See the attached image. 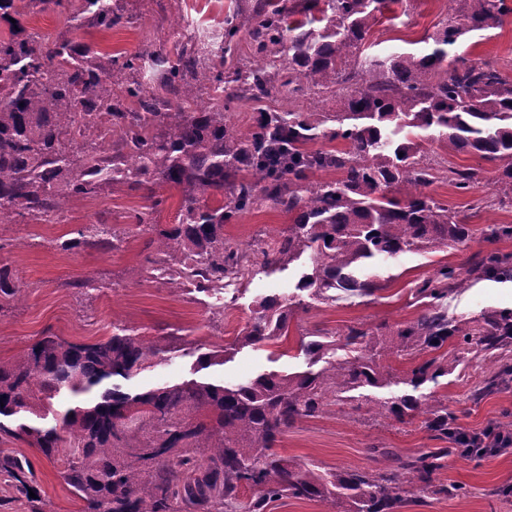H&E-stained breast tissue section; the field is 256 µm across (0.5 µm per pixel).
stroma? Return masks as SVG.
<instances>
[{"mask_svg": "<svg viewBox=\"0 0 512 512\" xmlns=\"http://www.w3.org/2000/svg\"><path fill=\"white\" fill-rule=\"evenodd\" d=\"M257 0H120L129 23L109 30L74 27L68 13L32 12L28 0H16L14 21L0 19V38L10 37L14 25L39 31L46 39H69L89 44L101 54H135L151 50L175 55L182 45L218 32L226 16L240 26L238 56L258 62L249 31L254 25ZM456 0H399L371 29L366 43L371 54L382 56L394 50L417 52L448 16L457 9ZM472 58L494 63L506 80L512 81V23L469 46ZM166 203L152 211L142 190L124 184H106L98 193L70 199L64 212L49 221L16 217L0 224V268L8 269L23 287L21 301L0 300V358L7 359L29 348L45 335L73 342L91 343L110 336L113 323L133 327L147 341L170 345L169 360L141 371L124 386L130 390L164 382H181L203 375L235 385L269 372L318 371L320 363L299 347L301 337L329 336L350 326L370 329L413 320L423 306L411 289L443 264L468 267L478 250L512 253V239L494 243L474 242L428 251H411L374 261L381 288L367 297L340 290L312 298L297 290L302 275L310 273L309 255L282 269L255 265L244 280L224 290L223 302L189 287L156 278L151 263L156 251L151 232L132 233L128 227L134 213L149 224L178 221L181 194L158 186ZM428 192L464 217L472 227L512 224V205H492L496 191L485 182L468 193H460L447 179H439ZM289 223L286 214L274 209L240 214L225 224V237L242 248L258 251ZM87 224L110 227L122 239L119 248L102 249L82 245L62 249L63 241L77 238ZM292 295L300 300L287 337L258 347L234 348L239 331L252 315L257 302L268 295ZM448 316L457 319L486 308L512 307V284L483 280L470 288L449 294L444 302ZM226 351L223 364L198 370L199 352ZM487 365L471 358L454 364L438 382L422 385L418 393L447 400L468 432L480 431L512 415V386L472 402L470 389ZM401 386L368 388L348 400L331 402L317 418L298 422L275 443V453L298 461L313 462L331 470L377 467L380 450L411 455L434 447L422 418L406 424L373 419L375 400L404 394ZM25 457L24 487L0 473V512H78L80 504L60 480L56 465L21 441L0 442V455ZM440 482L467 487L460 498H443L415 491L400 512H512V503L493 496L492 491L512 484V448L500 455L473 462L449 456L439 475Z\"/></svg>", "mask_w": 512, "mask_h": 512, "instance_id": "obj_1", "label": "stroma"}]
</instances>
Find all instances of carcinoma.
I'll list each match as a JSON object with an SVG mask.
<instances>
[{
	"label": "carcinoma",
	"instance_id": "obj_1",
	"mask_svg": "<svg viewBox=\"0 0 512 512\" xmlns=\"http://www.w3.org/2000/svg\"><path fill=\"white\" fill-rule=\"evenodd\" d=\"M82 15L102 30L128 22L113 0H84ZM398 0H309L306 14L257 6L251 38L270 59L231 64L235 97L266 98L276 75L293 92L313 93L338 84L332 112L258 108L243 133L224 102L198 104L192 81L223 82L207 54L185 45L177 60L153 53L108 56L70 40L30 44L31 34L0 40V207L38 220L57 213L73 197H87L109 182L132 189L166 184L183 193L178 223L156 224L154 271L171 284L190 282L198 292L228 279H245L251 253L224 237V224L240 214L275 209L288 215L287 231L261 250L267 265H286L306 251L313 272L297 289L312 295L331 288L368 296L376 280L357 271L377 256L394 257L450 243L512 239L511 224L474 229L425 192L438 169L420 154L432 138L459 154L495 165L496 202L512 204V83L488 61H473L464 46L501 28L512 14L506 0H461L418 53L383 58L361 46L379 15ZM239 27L224 20L220 63L233 57ZM160 79L154 88L127 75ZM93 101L106 111L112 157L96 142V128L76 126ZM138 111H126V104ZM341 142L338 148L333 142ZM320 142L318 149L310 144ZM465 193L484 180V169L448 170ZM221 195L226 202L212 206ZM107 228L83 243L112 246ZM512 282V254L481 251L468 268L439 266L414 286L426 303L414 320L381 337L350 327L347 341L360 345L351 360L329 361L317 372L263 374L232 386L205 379L126 391L120 380L166 360L172 348L147 345L133 329L115 325L95 343L44 336L18 356L0 359V440L24 441L57 465L58 476L81 502L79 512H212L243 487L253 490L247 512H266L282 498L315 501L344 512H398L409 489L455 498L460 484L437 482L445 459L481 458L475 434L464 431L448 404L404 394L378 402L376 411L396 423L423 414L425 427L444 448L393 458L385 469L327 470L271 452L303 419L324 413L329 400L363 388L404 384L417 390L448 374V353L491 364L470 393L481 400L512 384V309H485L474 318L448 320V295L471 282ZM22 288L0 269V296L20 298ZM299 302L264 298L235 338L242 347L288 335ZM332 342L300 340L321 358ZM410 361L398 376L385 360ZM72 406L53 409L61 394ZM26 461L0 458V472L17 480Z\"/></svg>",
	"mask_w": 512,
	"mask_h": 512
}]
</instances>
